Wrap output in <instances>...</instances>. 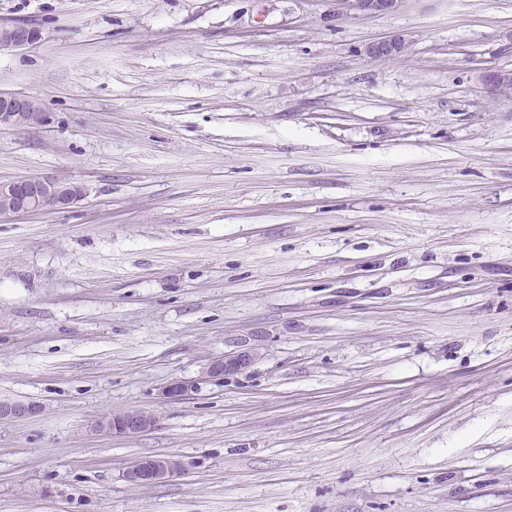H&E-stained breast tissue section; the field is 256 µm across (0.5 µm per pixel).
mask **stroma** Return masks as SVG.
Here are the masks:
<instances>
[{
	"label": "stroma",
	"instance_id": "obj_1",
	"mask_svg": "<svg viewBox=\"0 0 512 512\" xmlns=\"http://www.w3.org/2000/svg\"><path fill=\"white\" fill-rule=\"evenodd\" d=\"M333 8L0 0V180L89 189L0 218V512H512V0ZM336 9L332 17L336 20L342 16L372 17L398 11L406 6L409 0H334ZM40 32L26 22H0V54L33 45ZM407 41L403 36L393 35L369 42L364 49L371 59H389L402 55L407 49ZM478 79L482 86L491 93L501 94L512 84L511 70L483 68L478 71ZM46 122V114L36 98L13 93H0V127L32 129ZM259 356L257 349L253 348L236 355H224L209 364L206 374L209 377H220L225 374L239 372L249 366ZM41 405L32 401H0V420H15L40 413ZM155 424L156 416L153 413L135 409L106 415L96 422L94 429L100 434L135 437ZM182 463L170 455L146 456L131 462L125 470V478L132 485H157L166 483L179 474Z\"/></svg>",
	"mask_w": 512,
	"mask_h": 512
}]
</instances>
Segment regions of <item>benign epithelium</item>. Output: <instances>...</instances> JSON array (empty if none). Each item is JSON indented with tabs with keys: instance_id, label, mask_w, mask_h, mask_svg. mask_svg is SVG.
Wrapping results in <instances>:
<instances>
[{
	"instance_id": "benign-epithelium-1",
	"label": "benign epithelium",
	"mask_w": 512,
	"mask_h": 512,
	"mask_svg": "<svg viewBox=\"0 0 512 512\" xmlns=\"http://www.w3.org/2000/svg\"><path fill=\"white\" fill-rule=\"evenodd\" d=\"M334 15L372 17L398 11L409 0H334ZM40 32L26 22H0V53L33 45ZM407 41L400 35L381 38L368 43L364 52L371 59H389L402 55ZM482 86L492 93L504 92L512 84V72L483 68L478 71ZM46 122V114L33 97L13 93H0V127L17 130L32 129ZM88 188L79 182L55 176H40L0 182V217L27 216L48 211L66 210L87 197ZM259 356L253 348L236 355H226L209 364L206 374L220 377L239 372ZM41 405L32 401H0V420H15L40 413ZM156 424V416L140 409L126 410L100 418L95 431L106 435L135 437ZM182 463L170 455L146 456L131 462L125 478L132 485L166 483L179 474Z\"/></svg>"
}]
</instances>
